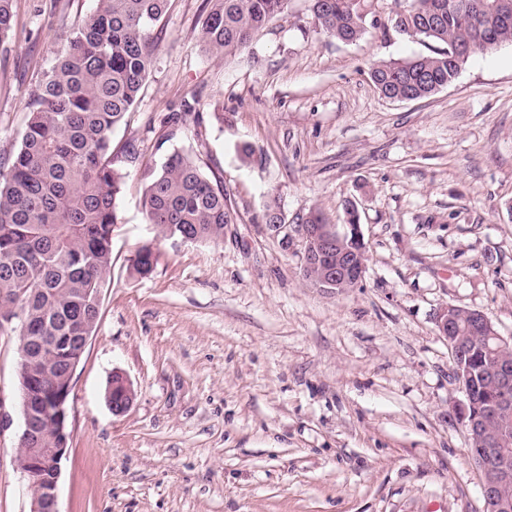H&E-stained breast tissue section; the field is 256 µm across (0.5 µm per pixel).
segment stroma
I'll list each match as a JSON object with an SVG mask.
<instances>
[{"label": "stroma", "instance_id": "stroma-1", "mask_svg": "<svg viewBox=\"0 0 512 512\" xmlns=\"http://www.w3.org/2000/svg\"><path fill=\"white\" fill-rule=\"evenodd\" d=\"M94 0H14L0 42V162L32 94ZM399 0H368L365 33L324 34L308 0L232 56L199 43L209 0H171L144 91L112 135L139 151L119 200L112 278L75 369L60 512H482L463 392L436 316L485 313L512 340V44L451 86L383 97L374 63L428 55L394 31ZM251 155H243L242 146ZM199 153L224 187L223 239L158 236L139 170ZM276 203L283 234L264 213ZM360 212L362 283L302 275L297 217ZM157 262L131 274L137 248ZM134 400L113 414V372ZM14 430L0 436V512H30Z\"/></svg>", "mask_w": 512, "mask_h": 512}]
</instances>
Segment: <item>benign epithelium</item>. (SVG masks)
<instances>
[{"instance_id": "benign-epithelium-1", "label": "benign epithelium", "mask_w": 512, "mask_h": 512, "mask_svg": "<svg viewBox=\"0 0 512 512\" xmlns=\"http://www.w3.org/2000/svg\"><path fill=\"white\" fill-rule=\"evenodd\" d=\"M298 232L304 250L303 275L314 287L342 293L359 286L366 272V244L360 223L347 224L342 232L333 224H300ZM472 317L488 338L500 347L512 345L500 336L484 313L474 311ZM437 328L455 356V374L464 394L459 413L468 439L484 444L482 448L470 449L479 474L483 512H512V498L502 493V487L512 481V459L503 452L512 439L504 431L492 440L484 439L489 420L512 416V359L499 360L488 370L495 399L489 407L482 409L473 395L474 374L458 360L469 345L460 336L455 307L447 306L439 312ZM73 373L74 369H69L61 384L55 385L54 405L47 408L39 420L31 410L29 389L21 390L22 426L17 438L23 461L18 463V469L31 495L30 512H59L61 462L72 440L68 430L67 402Z\"/></svg>"}]
</instances>
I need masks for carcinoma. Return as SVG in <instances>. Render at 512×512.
<instances>
[{
    "instance_id": "1",
    "label": "carcinoma",
    "mask_w": 512,
    "mask_h": 512,
    "mask_svg": "<svg viewBox=\"0 0 512 512\" xmlns=\"http://www.w3.org/2000/svg\"><path fill=\"white\" fill-rule=\"evenodd\" d=\"M199 36L221 58L244 47L287 8L288 0H211ZM328 36L353 43L365 31L366 0H309ZM490 0H404L390 19L395 31L442 45L432 55L380 61L370 70L378 92L397 101L426 99L458 78L469 58L512 43V13L484 19ZM13 0H0V41L13 29ZM169 0H95L70 33L29 104L20 145L0 166V309L17 306L24 320L5 334L64 336L51 364L57 375L81 361L67 337L94 319L90 306L112 270V232L128 169L138 160L129 145L116 152L112 134L140 98L154 63L157 23ZM148 223L193 242L224 237L232 223L224 187L203 171L192 151H175L140 173ZM156 262L142 244L130 270L144 276Z\"/></svg>"
}]
</instances>
